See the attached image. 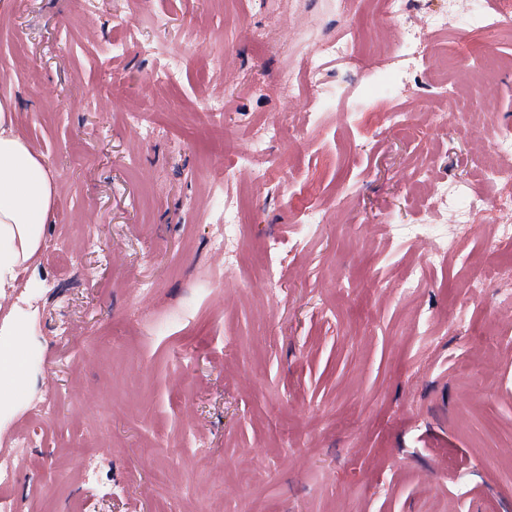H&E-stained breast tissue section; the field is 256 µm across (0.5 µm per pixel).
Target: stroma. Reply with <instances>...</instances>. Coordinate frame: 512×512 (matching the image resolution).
Listing matches in <instances>:
<instances>
[{"mask_svg": "<svg viewBox=\"0 0 512 512\" xmlns=\"http://www.w3.org/2000/svg\"><path fill=\"white\" fill-rule=\"evenodd\" d=\"M447 6L428 0L355 42L364 72L403 27L431 35ZM376 9L0 0V100L15 102L58 189L15 290L31 298L37 370L0 443L40 432L8 489L20 512H512V247L479 221L426 264L413 229L435 214L411 197L425 158L434 182L483 189L474 158L512 133V38L435 43L417 64L425 83L445 60L457 73L503 60L483 94L488 126L465 135L433 124L448 103L428 87L394 103L419 138L358 123L346 110L356 89L332 63L329 111L312 113L314 87L277 91L283 66L304 72L340 15L360 28ZM177 56L186 67L156 84ZM284 119L297 126L270 144L264 181L225 179L227 161ZM238 197L229 271L214 245ZM313 210L319 225L269 283L267 242L288 241ZM485 265L503 276L467 302ZM90 458L98 472L84 482Z\"/></svg>", "mask_w": 512, "mask_h": 512, "instance_id": "stroma-1", "label": "stroma"}]
</instances>
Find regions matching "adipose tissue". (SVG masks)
<instances>
[{
	"label": "adipose tissue",
	"mask_w": 512,
	"mask_h": 512,
	"mask_svg": "<svg viewBox=\"0 0 512 512\" xmlns=\"http://www.w3.org/2000/svg\"><path fill=\"white\" fill-rule=\"evenodd\" d=\"M57 189L41 155L16 129V106L0 101V299H9L20 270L30 268L54 223ZM34 346L22 316L0 321V423L33 374Z\"/></svg>",
	"instance_id": "1"
}]
</instances>
